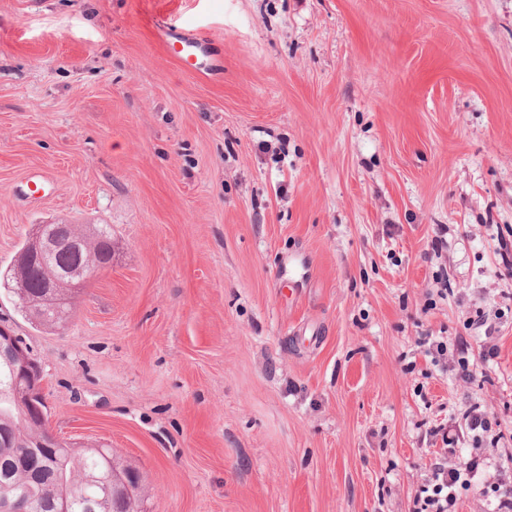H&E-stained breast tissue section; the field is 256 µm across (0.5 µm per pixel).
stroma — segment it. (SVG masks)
Wrapping results in <instances>:
<instances>
[{
	"mask_svg": "<svg viewBox=\"0 0 512 512\" xmlns=\"http://www.w3.org/2000/svg\"><path fill=\"white\" fill-rule=\"evenodd\" d=\"M35 224L112 229L63 328L0 327L144 512H412L475 402L512 463V0H0V268ZM480 316L482 377L419 344ZM180 35L181 37L162 40L164 53L177 60L188 72L200 74L202 67L199 53L201 51L195 42L197 40L195 34L184 30Z\"/></svg>",
	"mask_w": 512,
	"mask_h": 512,
	"instance_id": "stroma-1",
	"label": "stroma"
}]
</instances>
